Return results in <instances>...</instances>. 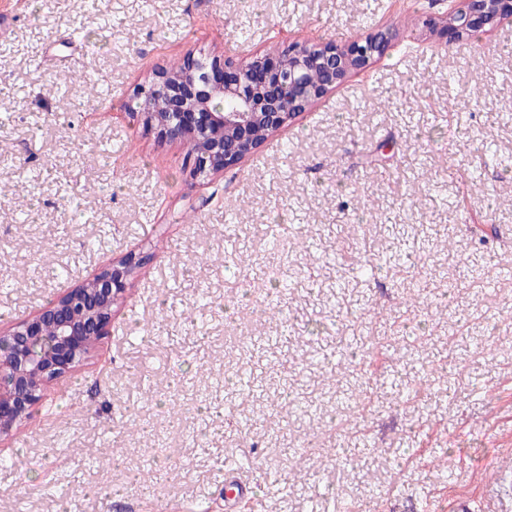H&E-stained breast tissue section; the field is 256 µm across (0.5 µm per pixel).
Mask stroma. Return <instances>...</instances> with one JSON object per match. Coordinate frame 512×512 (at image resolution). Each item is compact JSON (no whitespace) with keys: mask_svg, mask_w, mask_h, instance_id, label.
<instances>
[{"mask_svg":"<svg viewBox=\"0 0 512 512\" xmlns=\"http://www.w3.org/2000/svg\"><path fill=\"white\" fill-rule=\"evenodd\" d=\"M100 2L108 33L83 0H0V275L15 279L0 332L112 260L140 261L110 333L0 444V512H226L231 455L254 463L234 512H332L339 489L372 512H451L460 497L507 512L488 487L512 492L494 467L512 455V280L484 290L476 276L512 266V168L485 167L483 153L512 159V23L452 44L433 25L448 0ZM243 27L264 53L386 43L239 165L199 176L188 144L136 117V96L187 55L236 56ZM84 71L106 96L55 94ZM488 85L491 104L449 122V101ZM475 170L484 192L467 190ZM105 230L108 248L88 249ZM305 235L342 263L316 262ZM402 241L414 265L356 275ZM290 273L282 317L268 316L265 284ZM202 281L214 303L199 328L186 316ZM346 339L375 366L332 365ZM240 368L250 393L234 384ZM297 400L319 414H293ZM96 456L108 465L86 469ZM63 472L75 480L61 498Z\"/></svg>","mask_w":512,"mask_h":512,"instance_id":"35a3bbf8","label":"stroma"}]
</instances>
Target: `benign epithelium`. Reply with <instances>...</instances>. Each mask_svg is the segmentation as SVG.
I'll use <instances>...</instances> for the list:
<instances>
[{"label":"benign epithelium","instance_id":"benign-epithelium-1","mask_svg":"<svg viewBox=\"0 0 512 512\" xmlns=\"http://www.w3.org/2000/svg\"><path fill=\"white\" fill-rule=\"evenodd\" d=\"M512 21V0H459L443 28L448 40L468 39ZM383 37L373 35L347 47L295 44L278 57L270 73L277 94H268L258 72L269 54H255L240 66L230 59L188 56L165 69L141 92L139 115L167 139L188 140L195 171L217 173L235 166L274 137L314 101L380 56ZM293 102L284 107L283 96ZM163 102L156 111L155 101ZM138 260L112 262L80 285L40 307L37 313L0 333V440L9 439L41 400L47 383L72 371L92 348L91 336L105 335L114 304L125 292ZM53 327L56 334L45 335Z\"/></svg>","mask_w":512,"mask_h":512}]
</instances>
